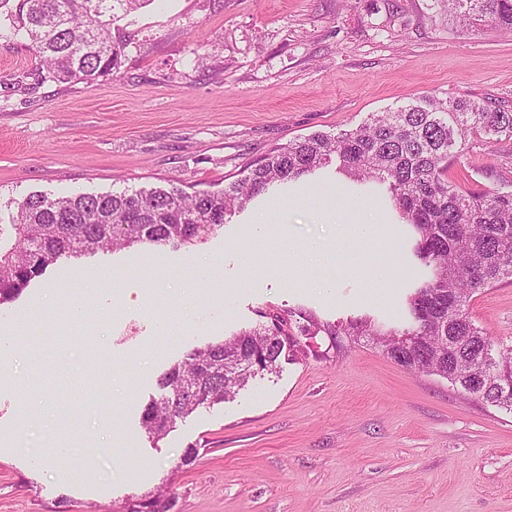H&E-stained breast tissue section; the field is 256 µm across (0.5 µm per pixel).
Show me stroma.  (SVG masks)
I'll return each instance as SVG.
<instances>
[{"mask_svg":"<svg viewBox=\"0 0 512 512\" xmlns=\"http://www.w3.org/2000/svg\"><path fill=\"white\" fill-rule=\"evenodd\" d=\"M110 29L123 47L117 71L32 91L22 83L34 50L0 39V224L34 192L218 190L275 147L425 95L512 106V35L463 29L435 0H152ZM448 176L512 191V140L470 139ZM335 183L307 184L282 218L297 245L336 244L337 262L351 264L363 243L337 242L335 225L316 221ZM288 191L276 186L190 248L61 260L0 306V512H114L158 488L172 512H512V414L407 373L364 341L308 340L276 373L150 442L140 417L160 376L254 327L259 311L402 316L404 288L423 274L398 255L403 224L388 225L381 245L401 287L309 264L296 282L244 278L246 258L274 244L256 213ZM203 260L210 274L198 282ZM77 303L85 315L67 335L38 316ZM470 312L512 344V279ZM165 323L181 334L163 335ZM190 447L198 456L182 465Z\"/></svg>","mask_w":512,"mask_h":512,"instance_id":"1","label":"stroma"}]
</instances>
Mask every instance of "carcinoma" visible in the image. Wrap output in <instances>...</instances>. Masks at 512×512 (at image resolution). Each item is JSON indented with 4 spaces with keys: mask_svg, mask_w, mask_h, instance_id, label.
Returning <instances> with one entry per match:
<instances>
[{
    "mask_svg": "<svg viewBox=\"0 0 512 512\" xmlns=\"http://www.w3.org/2000/svg\"><path fill=\"white\" fill-rule=\"evenodd\" d=\"M0 0V39L27 37L40 58L34 85L91 80L118 67L121 46L110 24L151 0ZM464 27L491 22L512 32V0H448ZM512 140V109L466 95L424 96L394 111L376 112L337 135L314 133L247 165L244 178L217 192L167 188L49 198L34 193L0 225V305L17 298L47 268L68 257L135 245L192 246L224 226L274 186L331 164L356 183L386 188L392 209L414 234L412 256L430 270L406 297L408 317L386 325L371 317L333 324L295 312L268 319L220 342L194 349L159 380L165 393L143 408L155 441L198 408L231 398L250 380L296 356L302 338L323 332L366 340L398 366L448 381L456 390L512 414V345L492 339L468 312L474 296L512 279V192L472 191L448 179V166L468 139ZM203 365L219 371L200 376ZM136 512H171L161 491L135 499Z\"/></svg>",
    "mask_w": 512,
    "mask_h": 512,
    "instance_id": "carcinoma-1",
    "label": "carcinoma"
}]
</instances>
